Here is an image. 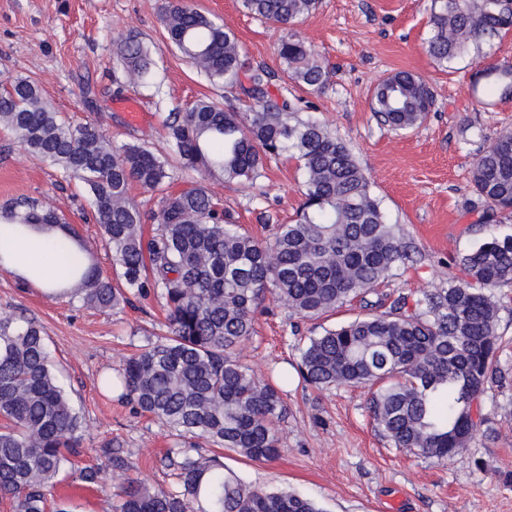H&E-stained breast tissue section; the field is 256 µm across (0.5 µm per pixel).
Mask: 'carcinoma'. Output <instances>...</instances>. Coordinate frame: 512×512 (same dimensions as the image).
Here are the masks:
<instances>
[{
  "mask_svg": "<svg viewBox=\"0 0 512 512\" xmlns=\"http://www.w3.org/2000/svg\"><path fill=\"white\" fill-rule=\"evenodd\" d=\"M254 17L290 28L319 0H242ZM169 43L208 83L240 88L256 101L243 116L232 106L200 98L165 122L169 149L138 145L116 150L97 126L72 125L45 100L35 82L8 81L0 91V126L20 145L79 179L112 249L124 287L87 262L91 249L57 210L36 200L0 207V222L62 230L79 254L72 275L79 295L99 309L126 300V290L156 293L167 312V334L125 358L102 386L165 425L177 439L201 437L251 460L279 455L278 424L287 415L282 392L257 379L235 350L254 333L267 298L304 319H317L354 300L363 314L309 338L299 373L315 387L371 389L369 413L392 445L445 463L469 447L483 422L474 401L502 378L497 368L500 304L494 288L512 281V238H489L461 260L462 277L422 294L418 311L401 297L385 306L368 299L374 287L410 261L380 201L348 145L322 124L304 119L291 103L268 97L269 72L243 63L236 34L214 18L169 0L161 15ZM429 50L441 65L468 54L481 39L512 31V0H434ZM279 56L294 84L321 89L327 72L295 34ZM124 76L154 85L153 49L131 32L117 48ZM472 94L512 98V64L478 71ZM434 106L428 83L408 71L383 78L372 107L395 132L420 126ZM294 158L303 175L297 218L276 225L260 241L235 224L201 184L169 191L178 172L193 170L226 182L253 185L271 156ZM471 182L490 214L512 217V129L475 157ZM163 193L146 215L130 188ZM156 223L145 236L146 219ZM0 497L13 512H68L51 500L71 465L81 416L50 359L35 321L0 314ZM180 485L156 490L123 474L116 512H320L296 493L265 491L224 472L221 456L180 448ZM206 499L208 508L198 507Z\"/></svg>",
  "mask_w": 512,
  "mask_h": 512,
  "instance_id": "obj_1",
  "label": "carcinoma"
}]
</instances>
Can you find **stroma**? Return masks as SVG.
I'll return each instance as SVG.
<instances>
[{"label": "stroma", "mask_w": 512, "mask_h": 512, "mask_svg": "<svg viewBox=\"0 0 512 512\" xmlns=\"http://www.w3.org/2000/svg\"><path fill=\"white\" fill-rule=\"evenodd\" d=\"M165 0H0V81L15 77L39 85L46 101L72 124L97 125L113 146L138 143L167 148L165 121L175 106L214 96L238 111L253 104L241 90L213 91L192 65L167 46L160 8ZM222 22L239 41L246 68L264 67L276 100L304 108L342 138L372 183L387 221L409 246L414 261L376 288L393 301L415 303L423 292L447 287L461 274L460 258L482 241L512 238V220L479 222L471 167L479 150L505 126L512 128V100L486 106L472 97L478 67L512 63V32L485 42L479 56L441 68L428 51L432 0H321L295 32L327 68L325 86L309 91L292 84L277 49L285 32L243 9L240 0H184ZM137 33L157 50L160 89L115 81L116 47ZM405 70L425 79L435 104L417 128L398 133L372 110L377 83ZM135 100L144 119L133 125L121 107ZM238 224L260 239L274 225L294 220L302 201V175L294 159L271 161L266 178L243 186L203 181ZM50 204L92 244L91 261L115 277L112 251L91 220L82 184L48 160L24 150L0 128V206L17 199ZM494 294L501 310L498 366L506 375L482 400L484 435L466 451L438 463L416 451L394 448L369 416L365 388H316L295 371L309 337L354 319L346 305L317 320L291 315L267 302L256 333L236 357L261 380L282 386L288 413L278 426L281 453L252 461L225 452L224 468L247 484L286 489L313 499L321 512H512V281ZM42 326L60 379L83 415L76 466L99 470L87 489L72 478L58 487L71 512H114L117 462L152 488L178 483L168 452L169 430L118 393L105 391L104 374L164 331L156 296L130 294L127 303L101 310L82 298L49 296L0 269V312Z\"/></svg>", "instance_id": "1"}]
</instances>
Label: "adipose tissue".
<instances>
[{"label": "adipose tissue", "instance_id": "1", "mask_svg": "<svg viewBox=\"0 0 512 512\" xmlns=\"http://www.w3.org/2000/svg\"><path fill=\"white\" fill-rule=\"evenodd\" d=\"M58 229L32 227L12 234L9 225H0V251L9 253L6 268L19 278L31 282L41 291L51 292L58 282L68 278L72 255L55 248Z\"/></svg>", "mask_w": 512, "mask_h": 512}]
</instances>
